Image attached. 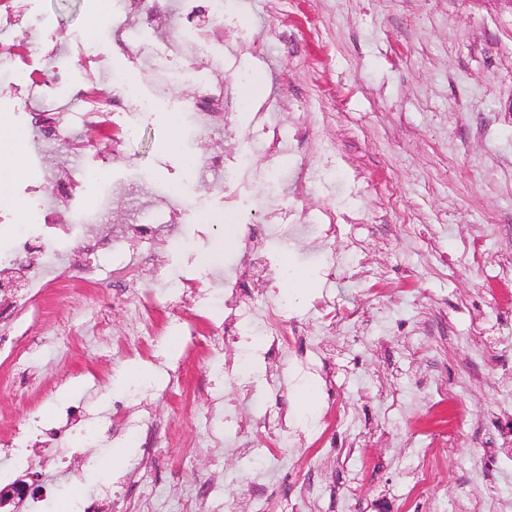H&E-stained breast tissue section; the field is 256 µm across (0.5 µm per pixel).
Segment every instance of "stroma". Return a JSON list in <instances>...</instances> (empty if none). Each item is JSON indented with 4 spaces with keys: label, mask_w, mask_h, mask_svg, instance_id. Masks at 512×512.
<instances>
[{
    "label": "stroma",
    "mask_w": 512,
    "mask_h": 512,
    "mask_svg": "<svg viewBox=\"0 0 512 512\" xmlns=\"http://www.w3.org/2000/svg\"><path fill=\"white\" fill-rule=\"evenodd\" d=\"M35 26L18 51L53 100L79 103L96 82L100 98L113 96L108 67L127 69L142 95L155 93L154 74L172 77L152 115L126 105L124 122L139 135L123 155L109 156L105 142L77 153L78 127L40 146L48 169L28 161L30 108L16 86L0 82V134L5 148L24 160L27 181L48 186L53 173L83 174L101 166L92 223H53L54 244L64 258V279L46 288L42 315L29 322L30 384L0 362V438L24 420L30 406L57 420L71 404L86 407L99 439L74 444L83 422L68 425L63 445L75 453L59 481L80 483L73 512L96 502L99 512H176L177 503L212 483L216 512H455L457 500L473 496L484 512H512V0H230L220 39L200 42L195 60L175 59L172 45L205 25L206 0L181 25L169 26L165 0H148L159 14L150 28L128 29L117 0H28ZM70 49L57 59L53 47ZM64 63L69 79L57 84ZM222 72L234 100L218 129L204 130L168 116L202 93L194 71ZM264 75L248 107L239 106L242 76ZM267 108L283 132L302 127L300 152L280 156V194L290 219L315 218L332 210L357 211L356 239L320 233L275 235L270 278L247 282L256 303L281 295L287 273L307 276L311 287L289 303L304 342L295 368L264 357L265 338L247 350L205 342L222 330L223 308L205 310L201 287L225 267L243 261L248 225L266 210L262 175L268 164L254 137L255 109ZM221 154L251 158L235 181L209 172V191L184 181L190 156ZM330 155L304 188L292 171ZM180 185L175 223L164 221L168 189ZM157 221L152 246L135 228ZM97 241L98 253L87 252ZM210 255L201 265V255ZM345 264L335 276L331 255ZM381 280L361 276V268ZM179 272L197 280L160 298L159 336L150 352L129 355L140 325L138 299L115 298L123 284L158 289ZM342 306L360 308L353 326L319 312L322 293ZM180 314L168 317L165 305ZM254 359L258 389L227 377L243 355ZM151 366L157 390L150 411L127 402L130 419L147 429L109 426L108 409L125 400L128 386L115 372L132 360ZM223 364V373L212 364ZM334 374L327 388L324 374ZM28 402H19L15 386ZM316 394L320 439L277 451L259 418L281 413L290 426L302 423L300 397ZM222 395L235 414L231 440L211 442L202 422L211 394ZM468 420L455 447L433 468L426 497L414 484L419 454L435 420L453 398ZM343 409L339 424L330 413ZM161 449L164 463L143 452ZM130 449L127 464L113 470L123 486L119 502L97 500L96 460L113 449Z\"/></svg>",
    "instance_id": "obj_1"
}]
</instances>
